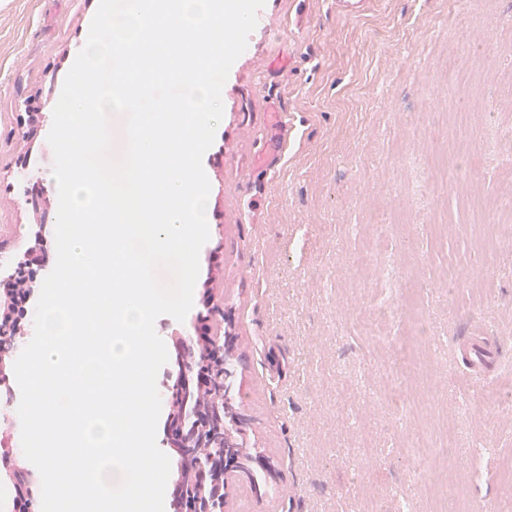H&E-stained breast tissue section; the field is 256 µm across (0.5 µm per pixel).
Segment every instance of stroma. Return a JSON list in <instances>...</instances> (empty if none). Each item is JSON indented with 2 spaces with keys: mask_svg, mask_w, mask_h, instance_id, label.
I'll return each mask as SVG.
<instances>
[{
  "mask_svg": "<svg viewBox=\"0 0 512 512\" xmlns=\"http://www.w3.org/2000/svg\"><path fill=\"white\" fill-rule=\"evenodd\" d=\"M99 0H0V282L14 278L33 243L40 260L26 302L35 310L53 270L58 189L48 142L64 79L88 37ZM224 84L223 118L202 164L210 182V236L199 254L193 307L155 331L169 356L198 324L231 337L236 411L245 447L268 462L236 478L224 512H432L423 480L435 477L439 428L452 421L457 468L471 507L500 508L512 460V415L495 394L512 387V243L469 264L448 289L450 258L468 254V195L498 197L500 155L484 131L512 125L497 81L512 79V0H265ZM481 76L463 85L456 75ZM470 102L466 126L440 112ZM281 108L296 133L280 139ZM447 158L448 175L404 158ZM448 212L440 236L424 219ZM417 288L430 330L422 414L392 415L366 401L406 385L395 356L416 328L400 311L384 339L366 336L371 309ZM480 331L503 364L468 390L449 338ZM370 439L373 456L362 450Z\"/></svg>",
  "mask_w": 512,
  "mask_h": 512,
  "instance_id": "obj_1",
  "label": "stroma"
}]
</instances>
